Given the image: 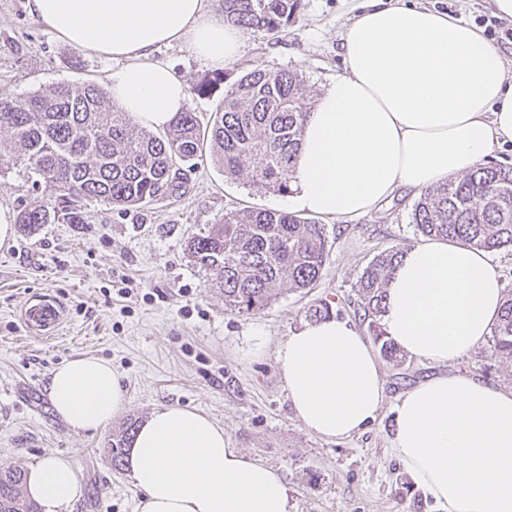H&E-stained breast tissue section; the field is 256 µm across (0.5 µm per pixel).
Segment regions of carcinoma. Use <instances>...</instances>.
<instances>
[{"mask_svg":"<svg viewBox=\"0 0 512 512\" xmlns=\"http://www.w3.org/2000/svg\"><path fill=\"white\" fill-rule=\"evenodd\" d=\"M298 0H224V22L274 32L295 21ZM314 100L294 71L256 67L227 90L211 121L177 114L156 134L133 128V118L92 83L57 82L22 101L0 97V134L17 146L16 160L36 176L41 195L20 204L16 223L32 234L45 224L83 223L84 203L103 200L123 209L179 188L180 170L210 150L224 175L246 174L256 191L285 195ZM411 223L426 238H443L483 251L512 249V165L479 166L424 192ZM194 262L215 276L225 309L239 315L264 311L281 294L311 288L329 254L324 225L300 214L265 208L229 209L188 242ZM403 249L382 251L356 284V312L381 356L399 363L400 348L387 338L381 316L386 288ZM491 356L512 362V289L488 340ZM136 422L112 437L118 468ZM24 471L0 466V512H40L23 492Z\"/></svg>","mask_w":512,"mask_h":512,"instance_id":"carcinoma-1","label":"carcinoma"}]
</instances>
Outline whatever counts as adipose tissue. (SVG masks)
Instances as JSON below:
<instances>
[{"label": "adipose tissue", "instance_id": "1", "mask_svg": "<svg viewBox=\"0 0 512 512\" xmlns=\"http://www.w3.org/2000/svg\"><path fill=\"white\" fill-rule=\"evenodd\" d=\"M29 8L70 45L119 61L108 74L112 103L152 130L169 126L187 99L183 79L154 51L182 42L221 67L245 41L207 0H29ZM341 40L345 72L308 118L287 205L352 218L512 143V74L480 29L414 0H373ZM386 294L387 336L420 361L446 365L489 335L503 285L485 252L431 239L405 251ZM275 361L296 417L320 437L364 431L385 401L373 348L348 321L305 324ZM48 396L83 431L105 427L127 400L111 362L93 356L55 369ZM395 412L392 450L440 512H512V389L440 374L404 392ZM127 459L140 512H290L280 475L246 460L222 425L191 408L155 409ZM24 491L42 512H70L80 483L69 461L49 457L28 466Z\"/></svg>", "mask_w": 512, "mask_h": 512}]
</instances>
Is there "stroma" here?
I'll return each mask as SVG.
<instances>
[{"label": "stroma", "instance_id": "obj_1", "mask_svg": "<svg viewBox=\"0 0 512 512\" xmlns=\"http://www.w3.org/2000/svg\"><path fill=\"white\" fill-rule=\"evenodd\" d=\"M294 23L278 31L246 30L232 76L254 67L302 73L311 96L341 75V34L368 0H300ZM481 29L503 31L493 0H422ZM189 92L185 106L207 123L224 85L201 96L194 88L210 67L175 43L155 51ZM114 63L58 38L34 16L28 0H0V94L23 100L58 81L106 87ZM34 177L0 138V208L17 213L34 193ZM416 194L400 190L377 209L345 220L322 217L329 257L321 278L303 292L283 291L256 315L225 311L213 276L196 265L187 245L229 209L284 210V196L256 193L247 176L225 178L211 159L189 170L178 193L128 210L93 200L80 224H46L32 235L15 232L0 248V466L26 467L50 457L69 459L81 484L71 512H139L142 493L127 469L115 468L108 441L130 420L145 421L163 406L194 408L222 424L233 448L272 467L288 488L292 512H437L391 453L399 394L429 377L465 371L512 389V367L478 347L456 364L405 357L381 362L386 401L363 432L327 440L308 432L279 381L275 351L327 304L355 320L356 282L374 256L407 248L421 236L409 222ZM47 295L64 308L51 338L29 335L20 310ZM93 355L122 376L127 405L106 427L67 425L48 398L53 371Z\"/></svg>", "mask_w": 512, "mask_h": 512}]
</instances>
